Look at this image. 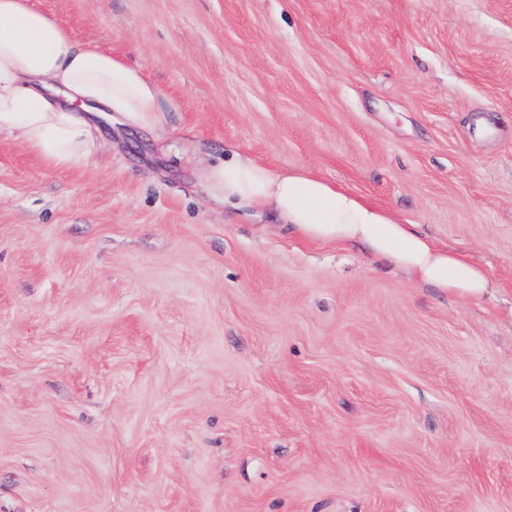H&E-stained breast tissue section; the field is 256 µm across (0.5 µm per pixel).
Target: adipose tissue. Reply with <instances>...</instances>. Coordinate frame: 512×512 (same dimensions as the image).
Here are the masks:
<instances>
[{
  "mask_svg": "<svg viewBox=\"0 0 512 512\" xmlns=\"http://www.w3.org/2000/svg\"><path fill=\"white\" fill-rule=\"evenodd\" d=\"M173 101L139 67L75 42L29 0H0V130L55 169L84 167L100 121L157 130ZM205 188L225 208L273 212L291 232L322 243L359 242L410 280L477 296L487 271L438 247L415 225L306 171L282 173L240 153L208 166Z\"/></svg>",
  "mask_w": 512,
  "mask_h": 512,
  "instance_id": "1",
  "label": "adipose tissue"
}]
</instances>
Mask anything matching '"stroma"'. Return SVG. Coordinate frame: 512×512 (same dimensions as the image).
<instances>
[{
    "label": "stroma",
    "instance_id": "1",
    "mask_svg": "<svg viewBox=\"0 0 512 512\" xmlns=\"http://www.w3.org/2000/svg\"><path fill=\"white\" fill-rule=\"evenodd\" d=\"M178 109L83 168L0 131V512H512V0H30ZM496 287L242 216L225 151Z\"/></svg>",
    "mask_w": 512,
    "mask_h": 512
}]
</instances>
